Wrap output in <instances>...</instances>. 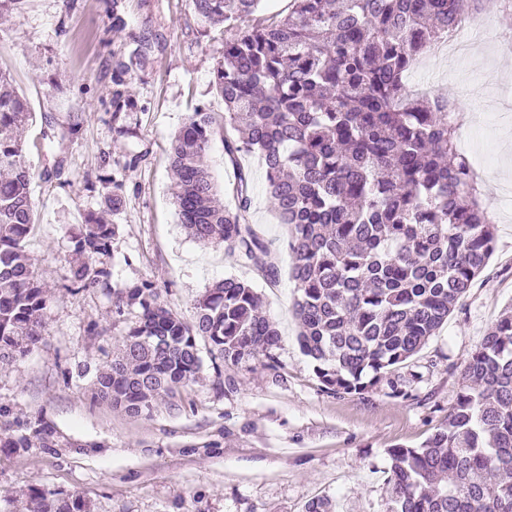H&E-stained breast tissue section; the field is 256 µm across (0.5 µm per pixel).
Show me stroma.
<instances>
[{
    "label": "stroma",
    "mask_w": 512,
    "mask_h": 512,
    "mask_svg": "<svg viewBox=\"0 0 512 512\" xmlns=\"http://www.w3.org/2000/svg\"><path fill=\"white\" fill-rule=\"evenodd\" d=\"M116 10L127 23L118 33ZM143 34L155 47L129 79L137 106L116 122L112 56L129 54ZM223 57V31H204L188 0H23L0 16V70L33 112L23 138L36 223L24 252L49 296L40 342L0 362V425L31 441L17 452L0 448V507L9 512H27L34 487L82 496L91 512H304L317 496L331 498L335 512H386L388 449L419 445L444 424L469 353L512 311V218L494 189L512 183V54L492 43L462 62L431 53L405 79L410 94L456 101L463 128L483 110L479 90L493 96L501 120L480 142L493 165L478 171L494 250L447 322L399 369L404 398L391 397L384 383L363 395L323 391L298 343L293 254L269 209L257 158L241 157L239 165L251 178L250 219L278 266L275 283L179 224L171 138L197 104L223 121L224 103L211 85ZM73 124L79 132L66 145L60 176L42 179L41 145ZM129 149L141 154L131 168L124 165ZM207 163L224 205L233 206L227 188L239 165L221 139L212 141ZM115 168L123 171L125 202L106 258L113 288L152 281L161 303L190 322L206 290L234 275L256 288L281 333L273 359L259 354L220 374L204 363L175 398H157L137 417L94 401L90 377L111 358L133 314H116L111 291L73 294L64 286L78 261L70 232L100 208L111 190L103 178ZM83 367L90 374L81 378ZM42 425L53 430L54 447H43Z\"/></svg>",
    "instance_id": "35a3bbf8"
}]
</instances>
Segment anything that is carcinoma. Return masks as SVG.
Instances as JSON below:
<instances>
[{
    "label": "carcinoma",
    "mask_w": 512,
    "mask_h": 512,
    "mask_svg": "<svg viewBox=\"0 0 512 512\" xmlns=\"http://www.w3.org/2000/svg\"><path fill=\"white\" fill-rule=\"evenodd\" d=\"M265 0H189L204 28L221 26L224 61L213 85L224 126L204 105L171 141L179 221L200 243L224 249L269 280L278 270L250 222L246 155L264 165L270 211L288 227L298 295L299 345L330 394L361 395L381 382L404 397L392 374L448 319L483 271L494 227L485 215L469 159L457 147L453 110L443 98L411 99L403 78L419 57L484 0H290L288 13L258 17ZM151 49L137 39L128 60L113 62L112 117L134 106L126 75ZM33 119L15 90L0 91V360L38 344L47 309L42 283L24 255L35 224L32 172L19 126ZM78 125L41 147L43 175L63 167ZM235 165V205L216 203L204 163L215 136ZM107 211L123 208L116 175ZM117 225L89 218L71 236L68 288L111 290L107 256ZM113 291V290H111ZM116 313L137 310L118 354L98 369L95 398L137 416L158 395L172 397L203 367L199 339L216 372L259 353L273 359L280 337L258 310V293L235 276L217 282L186 323L142 280L113 291ZM466 385L444 425L417 447L387 451V512H512V316L488 330L465 369ZM29 438L0 434L1 448ZM31 512H90L78 496L40 488Z\"/></svg>",
    "instance_id": "carcinoma-1"
}]
</instances>
